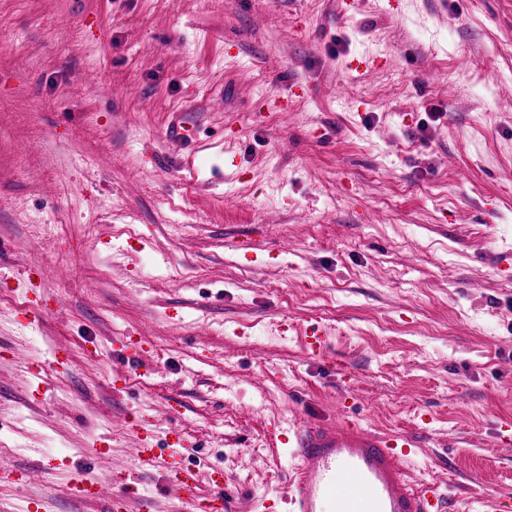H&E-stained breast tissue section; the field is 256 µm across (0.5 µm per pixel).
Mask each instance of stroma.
<instances>
[{
    "mask_svg": "<svg viewBox=\"0 0 512 512\" xmlns=\"http://www.w3.org/2000/svg\"><path fill=\"white\" fill-rule=\"evenodd\" d=\"M343 409L453 501L512 495V0H0V512H109L118 469L191 512L145 414L256 512L275 421ZM148 417L141 416L135 423L131 424L138 437L133 453L137 461L145 467L151 465L157 457L156 448H154L155 435L150 429L152 423Z\"/></svg>",
    "mask_w": 512,
    "mask_h": 512,
    "instance_id": "obj_1",
    "label": "stroma"
}]
</instances>
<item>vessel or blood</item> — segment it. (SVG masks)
Instances as JSON below:
<instances>
[{"label": "vessel or blood", "instance_id": "b4317fda", "mask_svg": "<svg viewBox=\"0 0 512 512\" xmlns=\"http://www.w3.org/2000/svg\"><path fill=\"white\" fill-rule=\"evenodd\" d=\"M150 426L145 415L134 424L138 441L133 453L144 466L156 457ZM286 442L298 459L288 495L291 512H434L437 487L415 489L405 470L417 446L411 434L381 435L358 420L341 418L294 426ZM169 449L172 482L195 493L197 473L181 463L182 438L172 436Z\"/></svg>", "mask_w": 512, "mask_h": 512}]
</instances>
